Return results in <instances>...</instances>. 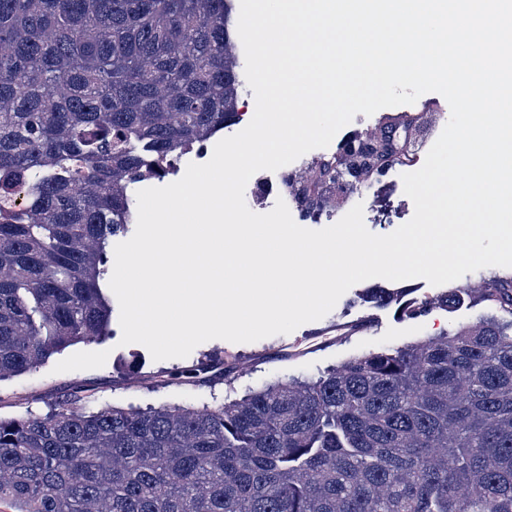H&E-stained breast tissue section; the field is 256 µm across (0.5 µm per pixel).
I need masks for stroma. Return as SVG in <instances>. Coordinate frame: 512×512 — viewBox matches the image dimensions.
I'll return each mask as SVG.
<instances>
[{
  "label": "stroma",
  "instance_id": "stroma-1",
  "mask_svg": "<svg viewBox=\"0 0 512 512\" xmlns=\"http://www.w3.org/2000/svg\"><path fill=\"white\" fill-rule=\"evenodd\" d=\"M401 176L400 169L388 170L381 180L306 218L304 228L320 229L326 220H340L359 204L370 232H393L414 215ZM499 272V267L491 266L465 274L454 285L468 289L469 300L452 310L434 309L415 320L399 319L395 306L382 307L367 299L368 289L389 287V280H365L344 293L322 319L292 333L252 343L209 340L187 357L162 361L152 360L143 345H121V327L115 320L102 340L75 343L36 370L1 381L0 417L43 416L77 395L85 396L93 409L172 404L216 407L281 379H315L362 353L439 337L493 315L508 320L512 316L507 312L478 299V284Z\"/></svg>",
  "mask_w": 512,
  "mask_h": 512
}]
</instances>
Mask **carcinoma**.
<instances>
[{"mask_svg":"<svg viewBox=\"0 0 512 512\" xmlns=\"http://www.w3.org/2000/svg\"><path fill=\"white\" fill-rule=\"evenodd\" d=\"M233 0H0V379L109 334L103 266L133 216L128 185L240 120ZM411 123L385 119L310 165L314 215L343 181L409 159ZM378 305L414 320L451 288ZM512 314V276L480 290ZM0 503L13 512H512V321L370 351L310 383L214 408L150 411L82 398L0 418Z\"/></svg>","mask_w":512,"mask_h":512,"instance_id":"cac0c4a2","label":"carcinoma"}]
</instances>
